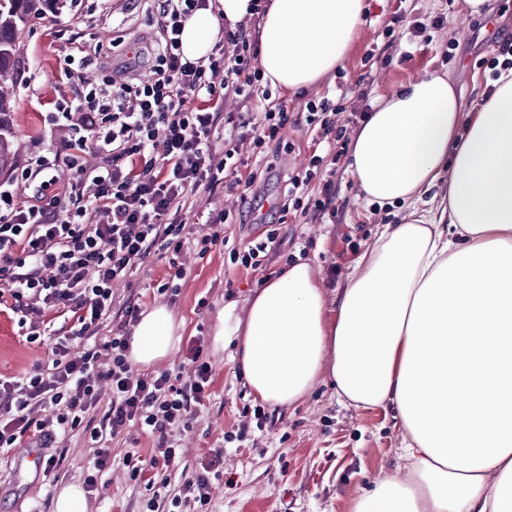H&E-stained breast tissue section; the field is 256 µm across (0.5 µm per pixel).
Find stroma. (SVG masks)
<instances>
[{
    "label": "stroma",
    "mask_w": 512,
    "mask_h": 512,
    "mask_svg": "<svg viewBox=\"0 0 512 512\" xmlns=\"http://www.w3.org/2000/svg\"><path fill=\"white\" fill-rule=\"evenodd\" d=\"M367 5L344 68L301 96L285 99L290 116L305 113L309 101L325 99L335 110L336 125L352 133L357 129L353 112L364 101H376L428 73L446 77L462 91L467 107L485 99L493 81L490 61L502 39L512 36V0H496L492 15L470 18L460 38L455 30L467 10L465 0H367ZM411 24L424 26V34L410 38ZM158 35L147 0H55L45 18L26 24L17 42L18 84L10 114L19 156L13 171L0 175V184H13L19 200H27L35 189L34 182L21 177L29 157L72 135L59 106L73 99L81 83L100 81L112 69L148 78L146 49ZM83 54L94 58V65L64 77L65 58ZM285 139L290 144L287 155L270 153L265 158L269 169L257 184L261 196L280 195L292 170L306 168L315 150L306 126H287ZM255 206V200L226 194L220 186L187 202L180 212L186 244L178 259L184 275L176 299L159 291L171 272L165 254L140 261L130 277L114 286L108 325L122 321L129 303L145 311L165 305L180 324L182 341L203 337L212 366L211 397L189 428L177 432L184 453L159 493H152L145 482L130 480L125 467L129 452L149 457L155 437L130 426L110 441L112 465L96 474L97 489L87 495L91 512H146L150 498L156 512H169L185 476L200 470L208 450L219 446L224 449V475L212 482L208 512H352L355 498L373 482L404 471L407 461L396 409L344 407L326 380L304 401L268 407L265 430L249 432L242 442L233 440L243 408L257 400L230 362V349L213 342L225 302H245L285 269L287 258L299 256L320 270L328 296H335L355 254L373 244L383 225L400 223L403 216L400 208L367 204L341 162L332 201L335 222L288 219L264 271L228 266L226 246L198 253V240L212 232V218L223 211L234 216L223 227L230 245L262 234L263 225L253 221ZM202 299L207 302L203 308L198 305ZM44 320L45 336L30 343L20 336L16 317L0 312V376L21 378L34 368H50L56 338L71 335L74 322L53 311ZM53 455L56 467L50 475L18 482L14 454H0V512H49L51 499L64 485L84 484L92 473V451L79 437L60 441Z\"/></svg>",
    "instance_id": "stroma-1"
}]
</instances>
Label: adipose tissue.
Masks as SVG:
<instances>
[{
    "instance_id": "ef3b65f1",
    "label": "adipose tissue",
    "mask_w": 512,
    "mask_h": 512,
    "mask_svg": "<svg viewBox=\"0 0 512 512\" xmlns=\"http://www.w3.org/2000/svg\"><path fill=\"white\" fill-rule=\"evenodd\" d=\"M365 0H269L259 64L297 97L343 67ZM251 0H210L190 16L182 53L207 59ZM474 109L427 74L376 104L352 138L349 169L367 202L399 205L328 302L308 262L289 265L245 305L229 302L214 335L256 399L286 407L329 375L340 402L393 404L406 472L377 480L352 512H512V70ZM447 194L423 208L439 181ZM158 305L134 328L143 366L176 343Z\"/></svg>"
}]
</instances>
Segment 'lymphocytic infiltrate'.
Here are the masks:
<instances>
[{
	"mask_svg": "<svg viewBox=\"0 0 512 512\" xmlns=\"http://www.w3.org/2000/svg\"><path fill=\"white\" fill-rule=\"evenodd\" d=\"M152 3L159 38L151 78L137 83L129 76L117 81L108 75L96 88L77 90L63 109L76 136L28 163L38 173L56 169L63 158L77 167L82 153L93 148L104 154V167L80 170L78 179L63 185L44 181L28 203L10 186L0 185V280L5 283L0 311L16 316L21 335L30 342L41 336L31 315L69 312L78 325L74 336L57 338L50 372L0 377V449L15 447L28 433L48 448L59 436L79 431L94 450V469L101 471L110 463L108 439L135 421L156 436L157 448L147 461L127 456L134 480L145 467L165 472L177 463L181 450L171 434L188 426L197 407L209 400L211 367L195 336L185 346L187 376L134 374L127 353L139 306L126 307L112 335L100 333L112 306V287L151 251L181 252L179 211L187 195L219 185L250 193L258 174L239 177L240 146L248 141L259 150L281 149L291 121L283 103H270L265 126L253 134L245 114L224 116L215 109V102L230 94L249 102L263 80L257 46L244 27L224 32L225 41L235 47L233 55L193 62L180 52L182 26L206 0ZM197 98L207 99V107L194 106ZM219 129L224 132L220 158L212 144ZM323 162L322 156H313L309 170L292 174L263 234L244 248L231 249L230 264L262 267L289 211L314 219L330 212L333 179L323 180L318 196L306 195ZM77 338L83 341L79 351L73 344ZM103 357L112 362L104 375L112 402L97 424L91 417L98 401L92 375ZM223 473V449H210L201 470L184 480L173 506L189 503L196 512H207L209 484Z\"/></svg>",
	"mask_w": 512,
	"mask_h": 512,
	"instance_id": "lymphocytic-infiltrate-1",
	"label": "lymphocytic infiltrate"
}]
</instances>
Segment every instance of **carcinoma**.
<instances>
[{
    "mask_svg": "<svg viewBox=\"0 0 512 512\" xmlns=\"http://www.w3.org/2000/svg\"><path fill=\"white\" fill-rule=\"evenodd\" d=\"M51 0H0V173L11 171L17 152L9 132L13 84L16 78V44L20 27L45 17Z\"/></svg>",
    "mask_w": 512,
    "mask_h": 512,
    "instance_id": "cac0c4a2",
    "label": "carcinoma"
}]
</instances>
